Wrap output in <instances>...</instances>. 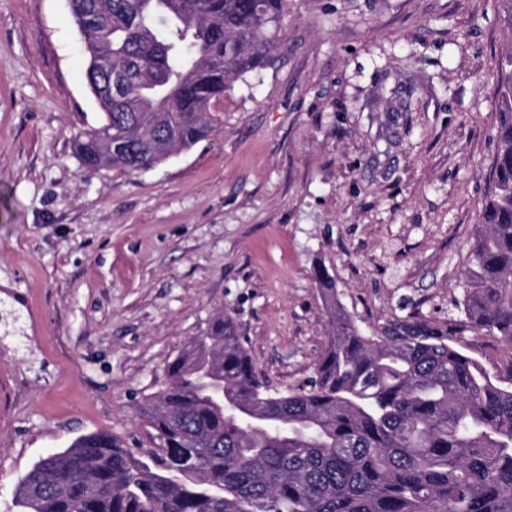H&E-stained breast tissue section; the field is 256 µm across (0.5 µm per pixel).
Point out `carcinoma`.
Masks as SVG:
<instances>
[{
  "label": "carcinoma",
  "instance_id": "cac0c4a2",
  "mask_svg": "<svg viewBox=\"0 0 512 512\" xmlns=\"http://www.w3.org/2000/svg\"><path fill=\"white\" fill-rule=\"evenodd\" d=\"M497 75L494 190L448 327L368 336L319 265L331 336L304 386L273 393L218 314L142 407L151 450L76 437L19 480L24 512H512V371L454 347L486 331L512 348V0ZM103 110L76 143L88 169L138 173L191 149L211 107L277 47L286 0H70ZM119 78L97 95L105 70Z\"/></svg>",
  "mask_w": 512,
  "mask_h": 512
}]
</instances>
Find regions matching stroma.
<instances>
[{
  "instance_id": "obj_1",
  "label": "stroma",
  "mask_w": 512,
  "mask_h": 512,
  "mask_svg": "<svg viewBox=\"0 0 512 512\" xmlns=\"http://www.w3.org/2000/svg\"><path fill=\"white\" fill-rule=\"evenodd\" d=\"M502 41L498 0H288L209 136L128 174L75 153L103 114L68 0H0V512L79 435L149 449L140 409L215 313L272 390L306 384L316 266L365 334L459 318ZM460 344L512 361L484 331Z\"/></svg>"
}]
</instances>
